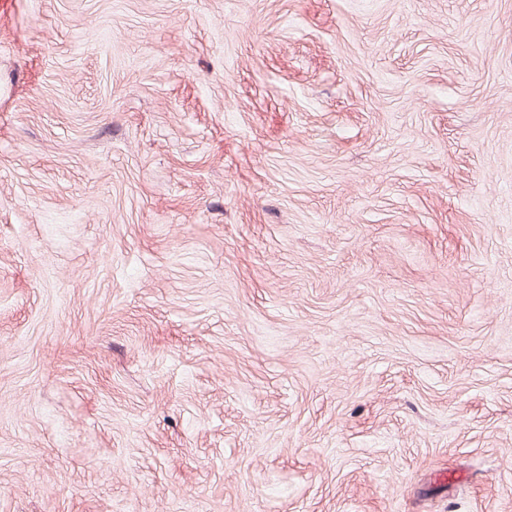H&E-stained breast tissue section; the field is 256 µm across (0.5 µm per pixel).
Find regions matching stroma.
I'll return each instance as SVG.
<instances>
[{
  "label": "stroma",
  "mask_w": 512,
  "mask_h": 512,
  "mask_svg": "<svg viewBox=\"0 0 512 512\" xmlns=\"http://www.w3.org/2000/svg\"><path fill=\"white\" fill-rule=\"evenodd\" d=\"M0 512H512V0H0Z\"/></svg>",
  "instance_id": "1"
}]
</instances>
